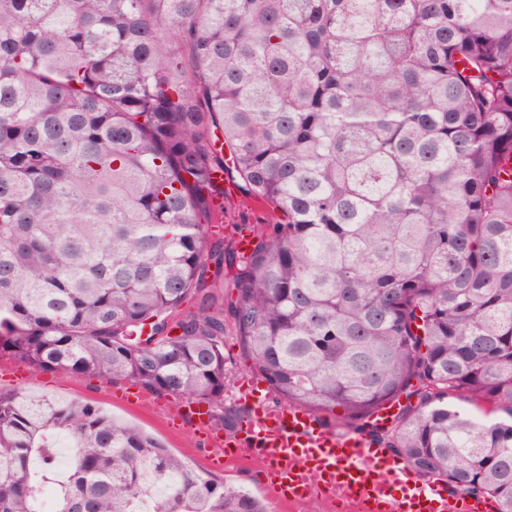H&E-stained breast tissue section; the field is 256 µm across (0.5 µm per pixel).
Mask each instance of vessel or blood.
Returning <instances> with one entry per match:
<instances>
[{"label":"vessel or blood","mask_w":512,"mask_h":512,"mask_svg":"<svg viewBox=\"0 0 512 512\" xmlns=\"http://www.w3.org/2000/svg\"><path fill=\"white\" fill-rule=\"evenodd\" d=\"M244 398L253 417L243 433L254 439L275 496L294 502L334 494L360 512H480V504L422 483L366 435H337L298 407L267 410L249 390Z\"/></svg>","instance_id":"b4317fda"}]
</instances>
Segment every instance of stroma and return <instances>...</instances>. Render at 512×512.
Masks as SVG:
<instances>
[{
	"label": "stroma",
	"mask_w": 512,
	"mask_h": 512,
	"mask_svg": "<svg viewBox=\"0 0 512 512\" xmlns=\"http://www.w3.org/2000/svg\"><path fill=\"white\" fill-rule=\"evenodd\" d=\"M227 361V375L224 380V401L239 408L243 417H250L252 405L239 396L241 382L249 378L248 364L235 339H227L224 346ZM16 362L0 363V387H19L30 393L60 401H91L104 412L118 420L131 423L162 442L196 471L223 482L225 486L243 489L268 502L271 512H336L332 499L316 496L295 503L279 501L265 483L260 457L253 451H246L243 457L224 467H215L212 460L218 448L217 442L226 438V431L207 427L197 430L188 422L173 427L172 421L184 410L183 401L170 396L143 393L142 397L125 399L129 382L111 383L103 379L69 377L59 372H34L20 370V378H12Z\"/></svg>",
	"instance_id": "obj_1"
}]
</instances>
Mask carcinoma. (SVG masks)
Listing matches in <instances>:
<instances>
[{"mask_svg":"<svg viewBox=\"0 0 512 512\" xmlns=\"http://www.w3.org/2000/svg\"><path fill=\"white\" fill-rule=\"evenodd\" d=\"M214 169L273 212L234 225L247 253ZM228 336L277 402L512 512V0H0V360L233 432ZM45 487L54 512H268L89 401L0 388V512Z\"/></svg>","mask_w":512,"mask_h":512,"instance_id":"carcinoma-1","label":"carcinoma"}]
</instances>
